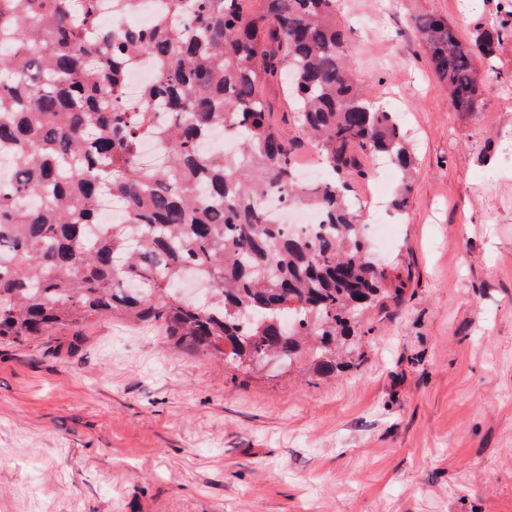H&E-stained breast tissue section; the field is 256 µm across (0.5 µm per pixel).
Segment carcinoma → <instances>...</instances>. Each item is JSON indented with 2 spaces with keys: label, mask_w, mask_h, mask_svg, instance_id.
Here are the masks:
<instances>
[{
  "label": "carcinoma",
  "mask_w": 512,
  "mask_h": 512,
  "mask_svg": "<svg viewBox=\"0 0 512 512\" xmlns=\"http://www.w3.org/2000/svg\"><path fill=\"white\" fill-rule=\"evenodd\" d=\"M245 2L165 0L148 28L122 30L102 27L100 0H0V154L17 170L0 185V338L119 316L200 356L242 366L271 352L325 378L359 348L366 313L399 295L373 266L351 176L362 158L388 159L403 210L407 132L353 77L337 0H265L257 13ZM414 27L453 108L481 111L476 61L494 57L499 32L465 38L433 14ZM142 54L156 72L133 110L124 80ZM281 74L292 136L264 95ZM216 127L241 139L236 152L202 151ZM146 133L153 162L138 154ZM305 145L328 172L307 187ZM106 194L123 222L97 223ZM271 197L316 209L318 224L288 231L267 216ZM188 267L217 283L212 301L179 296Z\"/></svg>",
  "instance_id": "carcinoma-1"
}]
</instances>
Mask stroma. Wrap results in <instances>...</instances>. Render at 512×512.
Segmentation results:
<instances>
[{
  "instance_id": "stroma-1",
  "label": "stroma",
  "mask_w": 512,
  "mask_h": 512,
  "mask_svg": "<svg viewBox=\"0 0 512 512\" xmlns=\"http://www.w3.org/2000/svg\"><path fill=\"white\" fill-rule=\"evenodd\" d=\"M495 25L483 108L455 111L413 16ZM357 78L418 159L353 185L399 299L336 378L236 368L101 318L0 341V512H512V0H340Z\"/></svg>"
}]
</instances>
